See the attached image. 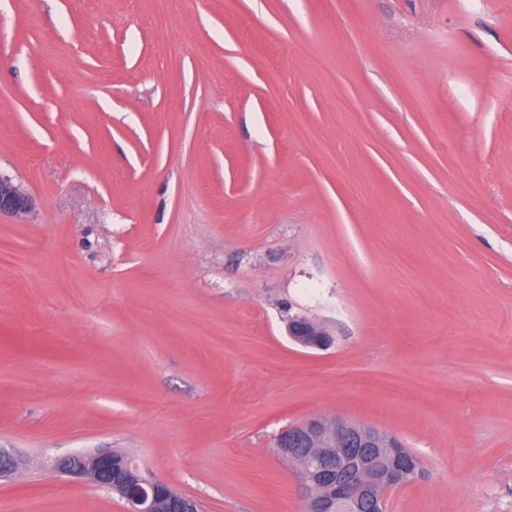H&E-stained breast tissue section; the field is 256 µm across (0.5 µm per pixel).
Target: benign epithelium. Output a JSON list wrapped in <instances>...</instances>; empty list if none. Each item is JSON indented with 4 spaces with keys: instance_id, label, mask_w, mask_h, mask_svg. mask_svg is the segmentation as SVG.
<instances>
[{
    "instance_id": "benign-epithelium-1",
    "label": "benign epithelium",
    "mask_w": 512,
    "mask_h": 512,
    "mask_svg": "<svg viewBox=\"0 0 512 512\" xmlns=\"http://www.w3.org/2000/svg\"><path fill=\"white\" fill-rule=\"evenodd\" d=\"M33 207L32 198L12 180L0 174V212L22 215ZM288 336L298 344L325 349L331 334L304 316H291ZM276 447L293 462L304 461L300 470L311 495L306 512H362L382 503L389 490L410 483L421 468L388 432L342 417H309L277 435ZM53 468L97 487L120 491L127 512H154L159 500H168L166 512H187V496L171 495L158 480L142 477L129 457L111 451H85L59 456Z\"/></svg>"
}]
</instances>
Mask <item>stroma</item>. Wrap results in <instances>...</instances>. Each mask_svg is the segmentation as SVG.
Returning <instances> with one entry per match:
<instances>
[{
	"label": "stroma",
	"mask_w": 512,
	"mask_h": 512,
	"mask_svg": "<svg viewBox=\"0 0 512 512\" xmlns=\"http://www.w3.org/2000/svg\"><path fill=\"white\" fill-rule=\"evenodd\" d=\"M0 0V512H304L275 446L341 416L512 512V0ZM313 130L305 137L294 125ZM303 315L324 350L291 341ZM32 207V198L9 177L0 174V212L22 215L29 213ZM287 331L303 347L325 349L332 343L331 334L321 324L304 316H290ZM53 468L61 474L119 492L127 504V512H156L154 504L165 499L168 500L166 512H199L185 510L183 500L194 502V499L182 494L169 497L172 491L168 485L143 478L132 458H118L112 451H85L59 456L53 460Z\"/></svg>",
	"instance_id": "1"
}]
</instances>
